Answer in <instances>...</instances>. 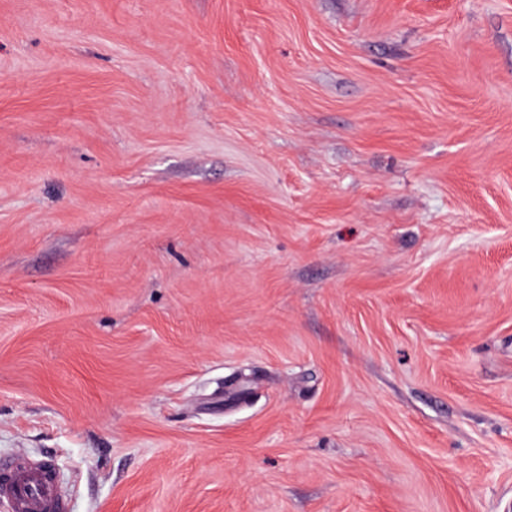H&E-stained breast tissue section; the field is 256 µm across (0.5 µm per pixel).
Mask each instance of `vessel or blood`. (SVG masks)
Returning a JSON list of instances; mask_svg holds the SVG:
<instances>
[{
  "label": "vessel or blood",
  "instance_id": "obj_1",
  "mask_svg": "<svg viewBox=\"0 0 512 512\" xmlns=\"http://www.w3.org/2000/svg\"><path fill=\"white\" fill-rule=\"evenodd\" d=\"M0 497L10 502L13 512H65L67 508L50 467H25L16 458H0Z\"/></svg>",
  "mask_w": 512,
  "mask_h": 512
}]
</instances>
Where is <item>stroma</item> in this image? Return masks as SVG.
<instances>
[{"mask_svg": "<svg viewBox=\"0 0 512 512\" xmlns=\"http://www.w3.org/2000/svg\"><path fill=\"white\" fill-rule=\"evenodd\" d=\"M2 456L512 512V0H0Z\"/></svg>", "mask_w": 512, "mask_h": 512, "instance_id": "stroma-1", "label": "stroma"}]
</instances>
